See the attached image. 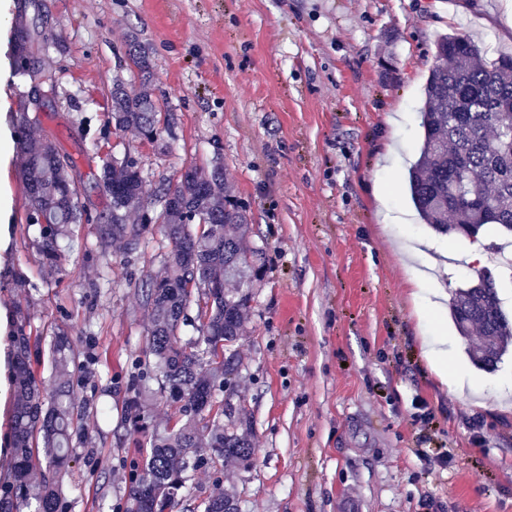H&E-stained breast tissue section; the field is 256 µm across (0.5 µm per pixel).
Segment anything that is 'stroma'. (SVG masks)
<instances>
[{"label":"stroma","instance_id":"35a3bbf8","mask_svg":"<svg viewBox=\"0 0 512 512\" xmlns=\"http://www.w3.org/2000/svg\"><path fill=\"white\" fill-rule=\"evenodd\" d=\"M56 43L35 37L57 95L39 123L17 126L16 0H0V370L11 331L72 334L74 389L85 406L62 479L66 512H123L132 462L156 433L184 423L180 402L150 381L152 401L127 420L132 379L147 371L150 320L141 286L162 268L151 224L137 250L71 225L64 267L50 271L28 224L16 136L59 143L91 211L106 200L91 174L134 158L150 193L194 165L224 162L263 252L237 350L234 403L251 422V461L214 459L191 472L171 512L223 491L241 512H512V354L478 369L446 309L411 297L428 277L451 293L486 267L472 242L421 221L408 191L418 112L435 41L471 36L488 59L512 52L506 0H32ZM149 53L159 123L154 140L113 134L112 85L138 91L132 46ZM388 188L386 200L375 191ZM404 213L388 224L385 210ZM24 287H17V278ZM444 351L440 383L422 340Z\"/></svg>","mask_w":512,"mask_h":512}]
</instances>
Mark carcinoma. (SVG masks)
Returning a JSON list of instances; mask_svg holds the SVG:
<instances>
[{
	"instance_id": "carcinoma-1",
	"label": "carcinoma",
	"mask_w": 512,
	"mask_h": 512,
	"mask_svg": "<svg viewBox=\"0 0 512 512\" xmlns=\"http://www.w3.org/2000/svg\"><path fill=\"white\" fill-rule=\"evenodd\" d=\"M31 25L17 28L16 61L31 78L23 92L28 102L22 123L38 111L33 93L56 91L51 76L30 52ZM154 89L143 79L137 93L112 87L109 123L115 132L133 131L151 140L156 130ZM423 141L420 155L408 174L410 197L424 223L440 234L476 238L492 226L512 234V55L489 61L479 43L458 33L440 36L435 65L420 109ZM22 167L30 197L29 223L38 226L41 249L49 267H59L60 238L72 224H92L101 241L121 240L128 249L139 245L147 225L127 222V212L144 202L146 177L130 157L104 161L96 187L109 208L88 214L71 177L73 159L48 139L19 141ZM163 234L170 250L159 276L145 282V302L152 326L146 355L154 358L169 396L183 402L186 422L153 438L142 464L133 465L125 512H166L186 483V473L207 466L218 456L249 461L254 453L248 441L250 422L231 403V384L241 367L235 345L242 336L250 307L253 279L258 277L262 251L252 246L246 207L230 199L224 169L216 163L204 170L188 167L173 186L162 189ZM203 230L192 233L190 225ZM201 291L203 318L199 335L181 343L180 328L191 303L192 289ZM449 315L466 339L471 330L480 340L468 349L475 366L493 371L509 352L512 320L502 308L496 282L488 271L477 281L457 289L448 301ZM13 372L16 402L11 425L15 474L0 489V512H63L59 475L75 453V411L81 403L69 381L52 393L41 388L33 369L39 351L32 345L26 315L14 322ZM72 340L65 333L52 337L50 350L57 364L67 361ZM148 375L132 380L133 396L127 415L137 416ZM225 392L223 400L218 393ZM214 414L201 430L196 420ZM40 467L44 481L30 487L28 477ZM201 512H240L231 496L210 494Z\"/></svg>"
}]
</instances>
